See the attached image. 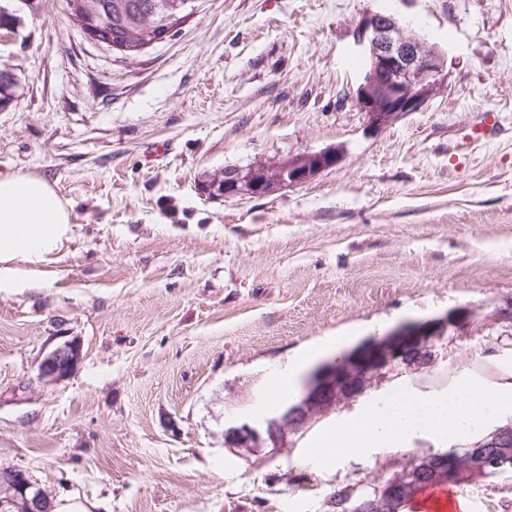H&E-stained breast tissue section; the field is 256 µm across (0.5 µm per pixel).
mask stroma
I'll list each match as a JSON object with an SVG mask.
<instances>
[{
  "label": "stroma",
  "instance_id": "obj_1",
  "mask_svg": "<svg viewBox=\"0 0 512 512\" xmlns=\"http://www.w3.org/2000/svg\"><path fill=\"white\" fill-rule=\"evenodd\" d=\"M62 3L0 0L18 15L0 37L16 80L0 177L47 179L71 215L55 248L0 262V469L92 512H330L336 490L435 451L316 465L309 449L360 402L512 383V0H195L134 57ZM373 12L446 57L428 103L382 129L355 102ZM487 112L492 133L466 140ZM325 149L339 163L306 183L203 190ZM445 314L432 364L396 366L285 450L225 444L305 352ZM74 337L78 369L42 381ZM457 490L468 512H512L510 476ZM81 357L80 342L76 339L67 340L42 358L39 377L48 383L63 381L77 370Z\"/></svg>",
  "mask_w": 512,
  "mask_h": 512
}]
</instances>
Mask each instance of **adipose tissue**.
Listing matches in <instances>:
<instances>
[{
	"mask_svg": "<svg viewBox=\"0 0 512 512\" xmlns=\"http://www.w3.org/2000/svg\"><path fill=\"white\" fill-rule=\"evenodd\" d=\"M69 222L68 204L46 179L28 174L0 177V259L39 254ZM507 410L512 411V383L491 389L468 379L426 395L396 389L381 401L362 405L310 456L329 465L349 455L368 458L384 448H406L417 438L445 445Z\"/></svg>",
	"mask_w": 512,
	"mask_h": 512,
	"instance_id": "adipose-tissue-1",
	"label": "adipose tissue"
}]
</instances>
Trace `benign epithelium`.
Segmentation results:
<instances>
[{"label":"benign epithelium","instance_id":"benign-epithelium-1","mask_svg":"<svg viewBox=\"0 0 512 512\" xmlns=\"http://www.w3.org/2000/svg\"><path fill=\"white\" fill-rule=\"evenodd\" d=\"M357 42L367 53L368 65L356 91V102L369 117L370 125L381 129L398 117L423 108L444 79L445 57L437 48H426L407 37L396 17L386 13L366 15L357 31ZM339 162L337 152H305L288 160L259 164L224 182V196H263L274 186L304 183ZM451 318L444 316L396 328L381 338L365 342L349 360L325 362L304 384L298 399L282 406L256 423L242 422L225 429V443L242 453L262 448L281 450L292 443L310 421L354 400L369 386L370 378H382L396 365H423L432 361V349L448 332ZM82 357L78 340L63 342L39 363V377L56 383L74 373ZM512 436V422L496 427L477 442L478 448H500ZM430 480L457 479L453 459L441 454L426 473ZM0 512H52L49 494L19 468L0 470Z\"/></svg>","mask_w":512,"mask_h":512}]
</instances>
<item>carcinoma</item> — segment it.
<instances>
[{
  "instance_id": "cac0c4a2",
  "label": "carcinoma",
  "mask_w": 512,
  "mask_h": 512,
  "mask_svg": "<svg viewBox=\"0 0 512 512\" xmlns=\"http://www.w3.org/2000/svg\"><path fill=\"white\" fill-rule=\"evenodd\" d=\"M69 20L80 31L94 22L112 34V41L125 47V53L135 55L153 42L171 37L182 19L190 15L194 5L178 9L175 0H65ZM460 479L493 477L500 472L483 470L481 454L467 447L461 452L450 451ZM434 459L430 456L411 459L401 469L391 473L384 482L377 481L356 492L340 489L331 497L332 512H352L364 500H369V512H404L405 507L425 489L442 485L440 481L420 480Z\"/></svg>"
}]
</instances>
